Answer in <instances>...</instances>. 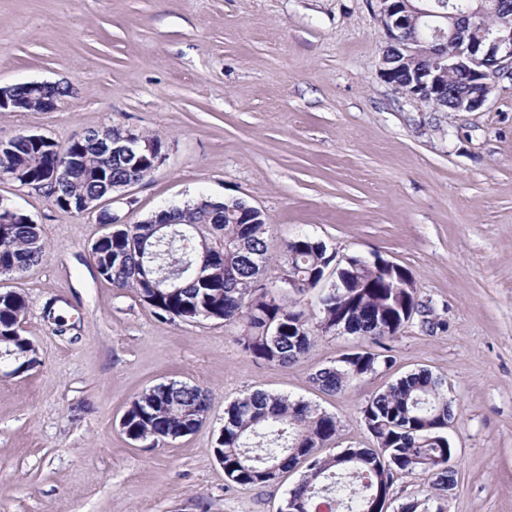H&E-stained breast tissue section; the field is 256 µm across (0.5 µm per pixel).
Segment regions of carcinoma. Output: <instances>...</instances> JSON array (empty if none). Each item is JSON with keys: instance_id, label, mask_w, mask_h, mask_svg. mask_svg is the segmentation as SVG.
<instances>
[{"instance_id": "cac0c4a2", "label": "carcinoma", "mask_w": 512, "mask_h": 512, "mask_svg": "<svg viewBox=\"0 0 512 512\" xmlns=\"http://www.w3.org/2000/svg\"><path fill=\"white\" fill-rule=\"evenodd\" d=\"M153 148L137 169L117 156L108 159L99 148L102 138L89 131L59 149L57 144L11 139L7 165L0 177L19 171L29 184L44 185L55 206L77 212L83 197L101 200L131 181L142 182L152 165L164 159L165 143L156 135L139 134ZM70 177L50 180L58 167ZM245 202L195 200L187 206L165 208L155 218L118 224L114 233L97 239L90 257L99 276L122 290H134L163 319L195 321L201 316L242 325L237 345L259 362L286 366L307 354L321 325H341L346 333L376 344L393 339L415 314L424 313L417 293L392 296L387 279L365 267L360 277L323 300L318 312L286 299L288 286L258 288L256 279L275 268L269 250V225L249 224L241 214ZM207 248L204 277L191 266L197 255L193 243ZM46 251L40 225L0 199V276L22 275L38 265ZM282 265L296 278L317 286L331 265L330 249L309 236L287 239L281 248ZM27 310L25 297L0 292V351L18 356L13 372L23 374L37 357L31 339L21 335ZM392 356L362 349L341 355L312 376L321 390L341 393L367 375L388 369ZM209 390L182 381L160 383L135 397L123 415L122 432L134 443L159 445L171 437L192 433L207 414ZM375 448L331 452L338 432L336 416L304 400L256 390L231 402L224 410L216 451L224 456V476L231 484L267 485L276 481L286 463L308 460L305 472L286 491L283 503L294 512H316L321 501L335 503L336 512H369L370 503L392 496L394 477L421 471L430 476L429 504L409 501L397 512L445 506L448 486L455 485L448 470L454 455L444 429L454 418L443 382L431 372H412L370 396L361 409Z\"/></svg>"}]
</instances>
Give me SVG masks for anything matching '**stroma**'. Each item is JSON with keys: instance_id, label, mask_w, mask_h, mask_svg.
<instances>
[{"instance_id": "stroma-1", "label": "stroma", "mask_w": 512, "mask_h": 512, "mask_svg": "<svg viewBox=\"0 0 512 512\" xmlns=\"http://www.w3.org/2000/svg\"><path fill=\"white\" fill-rule=\"evenodd\" d=\"M386 45L376 0H0V86L70 88L54 111L0 112V140L122 127L166 143L148 179L95 213L0 178L47 243L0 280L25 296L40 359L0 377V512H277L302 471L228 483L214 454L225 408L255 390L301 398L336 416V449L370 448L365 400L420 369L455 414L447 512H512V81L482 111L436 112L380 78ZM203 196L261 210L273 245L307 234L405 267L429 313L389 341L391 368L327 394L313 374L363 338L321 335L268 365L240 350L239 325L158 318L98 275L99 211L133 224ZM170 380L210 391L204 421L132 445L128 404Z\"/></svg>"}]
</instances>
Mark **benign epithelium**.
Masks as SVG:
<instances>
[{"mask_svg": "<svg viewBox=\"0 0 512 512\" xmlns=\"http://www.w3.org/2000/svg\"><path fill=\"white\" fill-rule=\"evenodd\" d=\"M426 0H378V13L388 40L397 48L393 56L382 55L378 73L387 83L401 85L408 97L433 105L436 111L477 112L488 103L496 82L502 78L512 80V16L504 14L499 23L485 26L483 0H471L464 12L448 5V12L428 9ZM422 24L429 31L430 41L406 38V33ZM52 82H32L28 89L38 92L41 111L57 109L60 100L51 96L47 88ZM19 111L14 87H0V112ZM103 150L109 154L127 157L142 156L150 151L149 145L131 134L119 142H110ZM348 268L326 270L333 273L354 274L362 266L374 268L387 277L400 271L397 287L405 290L415 287L411 274L401 266L376 257L374 260L355 262L345 258Z\"/></svg>", "mask_w": 512, "mask_h": 512, "instance_id": "7a95c632", "label": "benign epithelium"}]
</instances>
